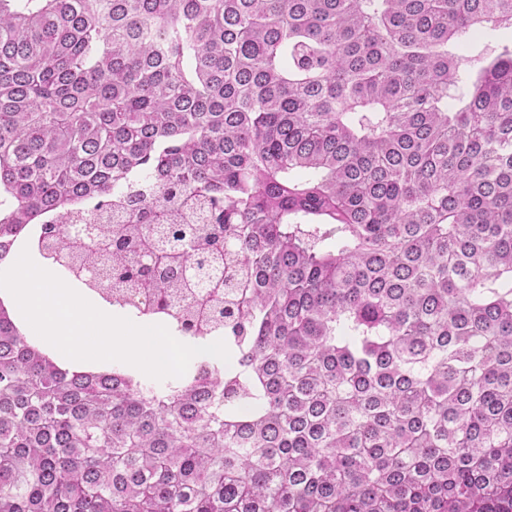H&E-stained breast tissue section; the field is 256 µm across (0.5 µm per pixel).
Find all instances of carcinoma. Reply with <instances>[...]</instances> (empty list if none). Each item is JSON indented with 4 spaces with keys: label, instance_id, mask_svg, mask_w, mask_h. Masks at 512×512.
Listing matches in <instances>:
<instances>
[{
    "label": "carcinoma",
    "instance_id": "obj_1",
    "mask_svg": "<svg viewBox=\"0 0 512 512\" xmlns=\"http://www.w3.org/2000/svg\"><path fill=\"white\" fill-rule=\"evenodd\" d=\"M509 30L512 0H0V262L33 226L231 360L66 368L0 304V512H512Z\"/></svg>",
    "mask_w": 512,
    "mask_h": 512
}]
</instances>
